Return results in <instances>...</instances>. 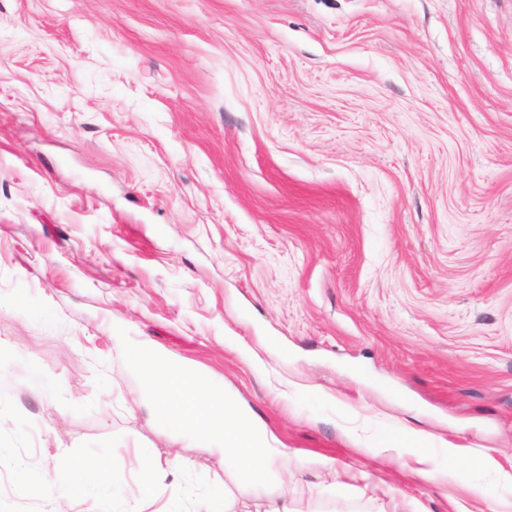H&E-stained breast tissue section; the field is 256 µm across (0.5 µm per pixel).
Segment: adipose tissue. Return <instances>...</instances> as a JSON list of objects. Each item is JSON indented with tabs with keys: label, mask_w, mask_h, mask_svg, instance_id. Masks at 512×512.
I'll return each mask as SVG.
<instances>
[{
	"label": "adipose tissue",
	"mask_w": 512,
	"mask_h": 512,
	"mask_svg": "<svg viewBox=\"0 0 512 512\" xmlns=\"http://www.w3.org/2000/svg\"><path fill=\"white\" fill-rule=\"evenodd\" d=\"M125 356L158 418L198 447L222 449L225 469L255 493L252 512H293L287 493L267 491L288 454L236 392L144 343L127 344Z\"/></svg>",
	"instance_id": "1"
}]
</instances>
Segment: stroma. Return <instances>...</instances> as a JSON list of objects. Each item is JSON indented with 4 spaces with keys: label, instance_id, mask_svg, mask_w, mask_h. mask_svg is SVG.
Segmentation results:
<instances>
[{
    "label": "stroma",
    "instance_id": "35a3bbf8",
    "mask_svg": "<svg viewBox=\"0 0 512 512\" xmlns=\"http://www.w3.org/2000/svg\"><path fill=\"white\" fill-rule=\"evenodd\" d=\"M124 341L239 393L295 512H512V0H0V452L110 486L0 466V512H216ZM413 442L419 447H425L427 450L424 454L417 458V462L421 467L416 469L419 476L436 481L442 474L443 470L437 461V455L431 451V448L437 446V437L434 434L419 433L413 437ZM90 464L82 461L72 462L66 470L60 475L58 482L52 490L63 493L79 494L89 489L107 490L104 479L101 478L95 483H89L87 480V472Z\"/></svg>",
    "mask_w": 512,
    "mask_h": 512
}]
</instances>
